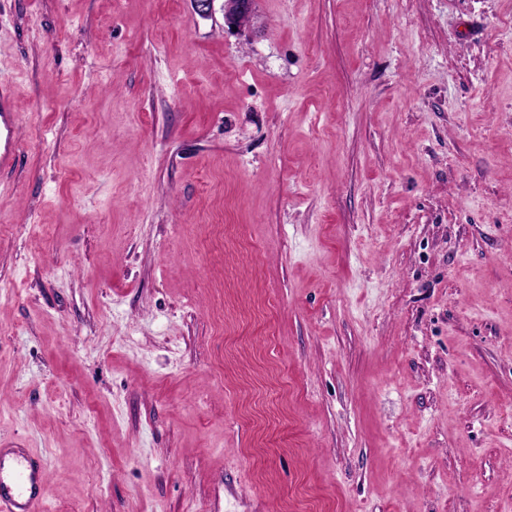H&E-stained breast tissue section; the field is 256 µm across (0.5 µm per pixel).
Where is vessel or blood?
I'll use <instances>...</instances> for the list:
<instances>
[{
    "label": "vessel or blood",
    "mask_w": 512,
    "mask_h": 512,
    "mask_svg": "<svg viewBox=\"0 0 512 512\" xmlns=\"http://www.w3.org/2000/svg\"><path fill=\"white\" fill-rule=\"evenodd\" d=\"M12 91L0 83V169L18 157ZM49 487L43 457L25 448H0V512H39Z\"/></svg>",
    "instance_id": "1"
}]
</instances>
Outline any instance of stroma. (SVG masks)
<instances>
[{
  "label": "stroma",
  "instance_id": "stroma-1",
  "mask_svg": "<svg viewBox=\"0 0 512 512\" xmlns=\"http://www.w3.org/2000/svg\"><path fill=\"white\" fill-rule=\"evenodd\" d=\"M0 0V448L45 512H512V0ZM254 0H224V23L228 29L246 27L254 13ZM16 112L12 106V91L0 83V169L15 165L18 146L15 139Z\"/></svg>",
  "mask_w": 512,
  "mask_h": 512
}]
</instances>
